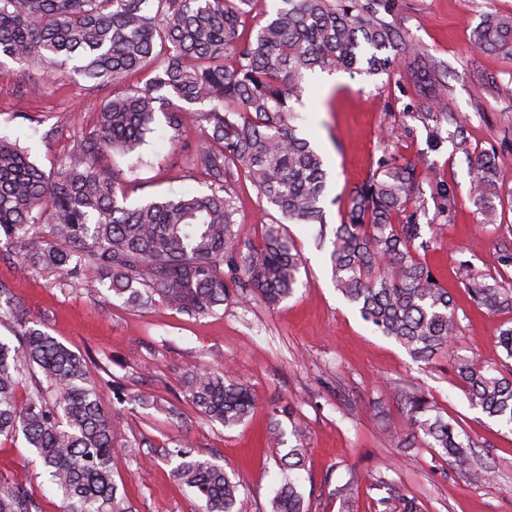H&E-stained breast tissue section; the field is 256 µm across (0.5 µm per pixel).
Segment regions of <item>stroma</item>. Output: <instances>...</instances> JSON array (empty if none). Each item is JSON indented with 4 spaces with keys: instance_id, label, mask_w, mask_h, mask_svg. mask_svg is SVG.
Here are the masks:
<instances>
[{
    "instance_id": "35a3bbf8",
    "label": "stroma",
    "mask_w": 512,
    "mask_h": 512,
    "mask_svg": "<svg viewBox=\"0 0 512 512\" xmlns=\"http://www.w3.org/2000/svg\"><path fill=\"white\" fill-rule=\"evenodd\" d=\"M384 20L403 29L414 48L400 53L394 70L379 74L307 76L294 106L299 134L322 155L329 173L323 202L328 228L345 214L354 188L376 169L383 153L398 162L426 158L420 171L422 199L405 220L422 226L429 242L423 254L452 294L459 320L456 355L478 366L512 370L498 345L512 309L479 308L469 280L512 284V266L498 265L512 250V55L477 48L472 30L483 14H512V0H388ZM423 48L436 65L424 72ZM445 85L446 117L429 114L430 81ZM111 88L90 90L69 72L40 69L0 75V134L31 137L33 155L50 171L74 134L88 129L111 97ZM53 132L49 142L32 138L34 119ZM494 155L503 214L486 224L473 203L474 164ZM165 138L145 147L133 182H123L129 202L153 196L205 191L200 176L173 164ZM242 236L260 241L280 215L259 202L252 185L233 184ZM286 232L302 256L293 297L272 307L257 295L230 299L217 314L190 318L158 303L134 312L94 278L61 287L53 273L16 276L0 259L8 283L28 317L42 322L72 350L91 355L90 377L118 433L114 478L134 512H198L190 489L171 474L169 450L192 449L222 464L240 482V512H267L283 474L286 447L270 448L265 436L273 413L296 410L304 432L306 466L298 474L308 512H403L416 500L421 512H512V429L471 407L448 355L414 360L394 340L381 336L337 292L318 225L289 224ZM455 355V356H456ZM217 360L246 383L255 406L244 424L224 428L201 419L186 401L183 377L193 366ZM125 387L116 400L113 383ZM424 391L445 418L475 444L467 467L452 468L433 449L403 447L389 438L402 410L396 385ZM139 443L138 457L124 447ZM491 467V481L474 483L470 468ZM28 471L29 489L42 512H62L63 503L36 453L23 438L0 437V477Z\"/></svg>"
}]
</instances>
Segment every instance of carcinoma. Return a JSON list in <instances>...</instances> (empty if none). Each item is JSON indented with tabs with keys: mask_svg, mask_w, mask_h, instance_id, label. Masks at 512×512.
<instances>
[{
	"mask_svg": "<svg viewBox=\"0 0 512 512\" xmlns=\"http://www.w3.org/2000/svg\"><path fill=\"white\" fill-rule=\"evenodd\" d=\"M265 0H0V57L26 70L68 69L91 87L124 83L161 60L142 88L125 89L96 113L92 129L73 135L56 171L47 173L31 148L0 136V243L21 274L52 272L58 284L93 275L133 310L156 302L190 318L213 315L230 298L260 295L270 306L291 297L300 254L282 224H268L256 244L235 230L229 185L243 178L283 220L324 224L327 172L294 125L291 101L306 75L387 72L407 48L404 34L379 17L383 0H279L274 15L248 24ZM474 44L512 53V16L487 13ZM205 108L197 109L195 105ZM205 146L182 143L187 126ZM183 144L175 162L206 180L207 191L157 196L137 204L118 194L135 175L141 148L158 129ZM134 159L128 173L105 171L99 158ZM420 158L383 161L352 196L330 239L336 289L362 319L417 361L445 353L459 335L455 305L420 258L421 225L398 222L420 193ZM494 157L477 160L479 209L498 214ZM489 312L512 307V289L470 284ZM0 436H23L35 449L65 503L64 512H132L112 473V417L99 402L87 359L28 318L0 281ZM472 407L512 427V372L456 363ZM26 389L20 397V388ZM186 400L205 418L233 429L253 408L248 387L224 368L186 372ZM404 420L396 437L421 442L462 466L471 441L427 396L394 388ZM174 475L192 489L200 512H239V483L224 466L187 448L170 451ZM303 443L281 458L282 470L304 466ZM270 512H305L296 480L286 476ZM0 512H42L28 478H0Z\"/></svg>",
	"mask_w": 512,
	"mask_h": 512,
	"instance_id": "1",
	"label": "carcinoma"
}]
</instances>
